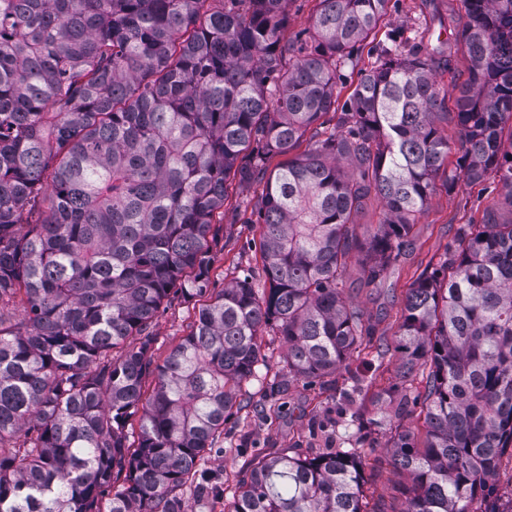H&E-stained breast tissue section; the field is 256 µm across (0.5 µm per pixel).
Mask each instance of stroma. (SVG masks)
<instances>
[{
	"mask_svg": "<svg viewBox=\"0 0 512 512\" xmlns=\"http://www.w3.org/2000/svg\"><path fill=\"white\" fill-rule=\"evenodd\" d=\"M463 13L462 0H389L380 34L412 38L425 45L443 42L447 64L439 68L436 80L440 90L448 93L468 77L469 61L460 43ZM500 191L499 180L492 174L476 182H458L451 191L437 186L413 227L409 253L389 267L381 282L367 283L359 264L350 263L343 278L344 295L366 313L373 329L372 354L351 357L335 384L324 386L289 378L274 360L259 368L256 377L244 382L223 434L206 452L201 476L189 478L176 489L185 512H229L232 493L254 455L299 453L310 457L331 446L328 430L337 416L340 389L356 379L368 384L373 393L388 387L400 364L396 332L407 289L454 250L461 225L480 223ZM208 258L212 288H223L247 272L254 288H265L261 227L255 224L252 205L235 182L227 184L224 219L213 228ZM200 304V299L187 301L178 294L164 300L150 327L155 362H163L189 333ZM423 389V382H413L405 410H398L396 401L386 399L369 407L364 416L365 430L375 446L362 466L368 502H382L391 508L399 504V490L406 478L388 461L390 438L399 428L423 434L424 414L416 399ZM272 405L277 416L269 421L262 411Z\"/></svg>",
	"mask_w": 512,
	"mask_h": 512,
	"instance_id": "35a3bbf8",
	"label": "stroma"
}]
</instances>
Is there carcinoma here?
I'll use <instances>...</instances> for the list:
<instances>
[{
    "label": "carcinoma",
    "mask_w": 512,
    "mask_h": 512,
    "mask_svg": "<svg viewBox=\"0 0 512 512\" xmlns=\"http://www.w3.org/2000/svg\"><path fill=\"white\" fill-rule=\"evenodd\" d=\"M317 2L311 36L285 41L288 0H0V512H184L171 493L265 361L264 333L307 382L370 343L340 284L354 257L376 282L406 253L448 162L443 50L381 46L338 110L336 74L388 0ZM462 3V165L447 187L493 173L502 194L403 302L384 394L402 409L414 377L426 386L424 439L391 444L402 507L366 509L367 436L347 412L358 384L341 390L350 447L254 457L232 512H512V497L472 508L512 449V0ZM307 133L309 149L267 174ZM230 178L242 192L264 182L269 288L224 285L156 364L146 330L171 291L206 293ZM372 199L386 217L363 232ZM117 469L126 483L104 510Z\"/></svg>",
    "instance_id": "obj_1"
}]
</instances>
